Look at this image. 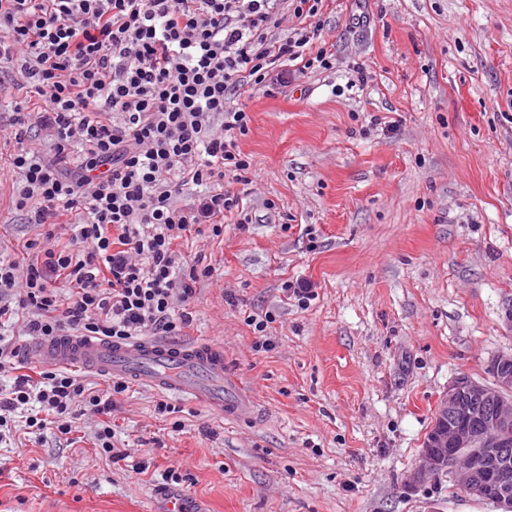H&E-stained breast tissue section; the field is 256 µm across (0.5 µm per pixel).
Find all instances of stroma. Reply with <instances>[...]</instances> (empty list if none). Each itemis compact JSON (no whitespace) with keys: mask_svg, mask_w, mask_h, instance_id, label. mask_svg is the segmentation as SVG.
Here are the masks:
<instances>
[{"mask_svg":"<svg viewBox=\"0 0 512 512\" xmlns=\"http://www.w3.org/2000/svg\"><path fill=\"white\" fill-rule=\"evenodd\" d=\"M330 69L253 90L250 218L175 247L214 273L195 286L186 342L224 348L258 404L235 422L129 383L102 418L0 443V512H154L178 468L190 512H504L449 475L417 482L449 381H488L512 352V0H326ZM0 171V252L40 228L11 209ZM310 281L307 308L284 292ZM268 311L273 347L245 318ZM174 406L158 414L157 402Z\"/></svg>","mask_w":512,"mask_h":512,"instance_id":"1","label":"stroma"}]
</instances>
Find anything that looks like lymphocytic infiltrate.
<instances>
[{
  "label": "lymphocytic infiltrate",
  "mask_w": 512,
  "mask_h": 512,
  "mask_svg": "<svg viewBox=\"0 0 512 512\" xmlns=\"http://www.w3.org/2000/svg\"><path fill=\"white\" fill-rule=\"evenodd\" d=\"M293 5L299 25L282 36L272 0H0V93L17 76L30 93L7 123L8 164L23 182L12 207L45 236L28 243L26 261L0 254V324L44 339L180 335L213 269L174 244L195 226L221 235L239 206L224 179L251 170L239 145L249 116L229 96L278 83L286 61L331 65L324 0ZM34 137L49 153L28 148ZM188 181L203 192L177 207ZM59 225L71 232L62 246ZM4 367L17 376L0 395V427L33 399L45 414L26 422L39 432L67 435L83 407L112 409L79 376L25 374L7 344Z\"/></svg>",
  "instance_id": "1"
}]
</instances>
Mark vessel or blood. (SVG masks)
<instances>
[{
	"mask_svg": "<svg viewBox=\"0 0 512 512\" xmlns=\"http://www.w3.org/2000/svg\"><path fill=\"white\" fill-rule=\"evenodd\" d=\"M35 363L51 367L80 366L100 374L133 379L146 387L201 403L232 420L249 419L253 396L224 371V350L214 343L170 346L150 338L124 343L69 335L26 346Z\"/></svg>",
	"mask_w": 512,
	"mask_h": 512,
	"instance_id": "obj_1",
	"label": "vessel or blood"
}]
</instances>
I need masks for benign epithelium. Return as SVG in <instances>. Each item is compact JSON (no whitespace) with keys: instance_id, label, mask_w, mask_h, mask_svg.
<instances>
[{"instance_id":"benign-epithelium-1","label":"benign epithelium","mask_w":512,"mask_h":512,"mask_svg":"<svg viewBox=\"0 0 512 512\" xmlns=\"http://www.w3.org/2000/svg\"><path fill=\"white\" fill-rule=\"evenodd\" d=\"M493 383L461 374L449 383L416 478L449 473L468 495L512 509V352L493 357Z\"/></svg>"}]
</instances>
